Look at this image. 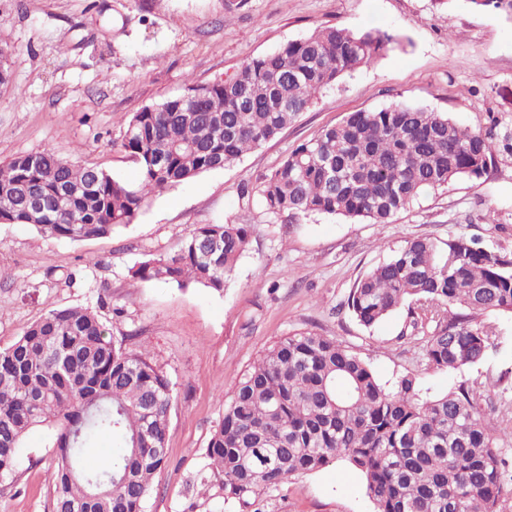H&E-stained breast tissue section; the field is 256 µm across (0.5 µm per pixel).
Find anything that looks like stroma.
Returning a JSON list of instances; mask_svg holds the SVG:
<instances>
[{
	"label": "stroma",
	"mask_w": 512,
	"mask_h": 512,
	"mask_svg": "<svg viewBox=\"0 0 512 512\" xmlns=\"http://www.w3.org/2000/svg\"><path fill=\"white\" fill-rule=\"evenodd\" d=\"M380 29L409 38L325 90L274 139L224 168L149 197L131 224L107 237L57 239L0 224V348L52 309L96 310L115 342L141 352L174 385L166 467L144 512H240L223 500L205 448L242 373L280 339L314 332L362 357L381 382L418 375L433 391L478 387L486 419L512 466V316L474 366L430 368L409 333L407 308L373 328L347 309L356 281L407 240L464 236L512 251V161L482 184L459 178L427 193L390 224L269 213L258 184L299 143L351 112L405 101L477 127L487 113L512 117V19L474 12L463 0H0V163L50 151L134 182L121 146L134 112L230 75L248 58L315 28ZM245 224L246 252L223 292L134 280L140 262L179 249L200 224ZM49 433L24 441L19 473L0 483V512H51ZM260 512H374L361 474L339 460L262 492Z\"/></svg>",
	"instance_id": "stroma-1"
}]
</instances>
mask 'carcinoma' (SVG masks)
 <instances>
[{
	"label": "carcinoma",
	"instance_id": "1",
	"mask_svg": "<svg viewBox=\"0 0 512 512\" xmlns=\"http://www.w3.org/2000/svg\"><path fill=\"white\" fill-rule=\"evenodd\" d=\"M512 19V0H464ZM402 38L381 30L321 27L244 61L232 75L133 113L122 148L139 185L50 151L0 166V221L70 241L102 238L133 222L148 197L220 169L275 138L340 78ZM512 160V126L490 114L476 128L446 112L398 102L351 112L297 145L258 187L267 210L390 224L420 196L464 177L475 184ZM44 205L35 208L31 199ZM249 243L244 224H201L168 256L131 269L140 281L199 284L216 292ZM411 335L425 338L429 366L484 361L498 327L476 315L512 314V252L457 237L441 247L406 242L363 275L347 307L372 328L404 304ZM480 393L465 384L431 393L415 374L381 384L370 366L328 336H286L241 375L205 458L224 499L253 505L292 476L348 460L375 512H499L512 493L498 434ZM173 402L167 376L118 346L87 307L51 309L0 349V481L12 480L25 437L54 429L51 512H143L163 452ZM108 434L120 452L84 457Z\"/></svg>",
	"mask_w": 512,
	"mask_h": 512
}]
</instances>
